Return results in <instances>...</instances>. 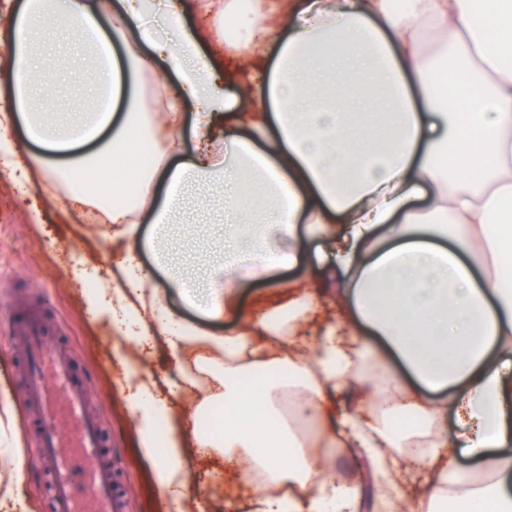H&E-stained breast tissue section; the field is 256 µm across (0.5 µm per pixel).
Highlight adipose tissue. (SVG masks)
Segmentation results:
<instances>
[{
	"instance_id": "obj_1",
	"label": "adipose tissue",
	"mask_w": 512,
	"mask_h": 512,
	"mask_svg": "<svg viewBox=\"0 0 512 512\" xmlns=\"http://www.w3.org/2000/svg\"><path fill=\"white\" fill-rule=\"evenodd\" d=\"M216 0H0L9 28L0 39V173L68 213L110 227L104 242L123 254L89 304L138 331L140 350L121 355L122 384L137 419L141 454L155 460L157 486L181 512H198L190 448H220L224 464L257 496L255 512H349L358 481L334 480L343 448L365 449L382 506L409 512H512V269L476 279L477 257L512 255V0H255L224 4V25L245 28L225 42L246 79L227 80L187 24ZM63 27L90 52L93 110L85 117L43 111L62 94L35 83V49L49 27ZM432 31L433 47L422 35ZM163 60L166 102L144 118L128 80ZM451 95L441 96V60ZM49 166L32 182L31 156L12 139L16 125ZM481 140H473L471 130ZM159 161L142 183L162 179L160 206L130 200L128 178L104 176L81 197L62 181L106 165H126L138 135ZM195 159L169 161L182 140ZM94 144L83 157L79 149ZM457 151L451 168L438 158ZM210 185L224 193V257L203 283L166 267L157 282L136 257L163 256L176 211ZM151 226L139 233L141 222ZM317 241L310 258L336 303L325 335L300 330L316 295L289 285L260 315L238 302L241 282L271 278L299 260V236ZM223 315L222 336L173 324L161 288ZM411 373L407 385L364 369L367 337ZM193 365L159 378L145 358L156 349ZM223 409L222 435L189 426L183 398ZM351 404L339 419L331 398ZM458 431L444 436L448 414ZM427 441L413 473L391 451ZM474 463L463 471L459 452ZM489 482H482V475ZM420 486L412 503L401 490ZM289 489L287 499L266 495Z\"/></svg>"
}]
</instances>
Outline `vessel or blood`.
Wrapping results in <instances>:
<instances>
[{"instance_id": "obj_1", "label": "vessel or blood", "mask_w": 512, "mask_h": 512, "mask_svg": "<svg viewBox=\"0 0 512 512\" xmlns=\"http://www.w3.org/2000/svg\"><path fill=\"white\" fill-rule=\"evenodd\" d=\"M9 334L27 370L22 388L39 412L35 466L52 480L53 512H126L99 467L102 423L87 408L89 388L76 378L73 356L56 343L41 315L9 309Z\"/></svg>"}]
</instances>
